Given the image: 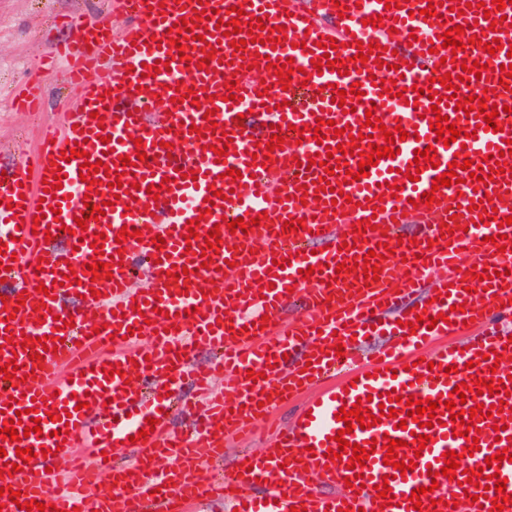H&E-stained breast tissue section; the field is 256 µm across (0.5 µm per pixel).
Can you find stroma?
<instances>
[{
  "label": "stroma",
  "mask_w": 512,
  "mask_h": 512,
  "mask_svg": "<svg viewBox=\"0 0 512 512\" xmlns=\"http://www.w3.org/2000/svg\"><path fill=\"white\" fill-rule=\"evenodd\" d=\"M104 0H0V171H10L38 144L42 124L73 110L77 95L62 77L42 82L39 115L8 108L13 91L30 83L42 57L76 36L83 23L103 15Z\"/></svg>",
  "instance_id": "obj_1"
}]
</instances>
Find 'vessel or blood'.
<instances>
[{"mask_svg": "<svg viewBox=\"0 0 512 512\" xmlns=\"http://www.w3.org/2000/svg\"><path fill=\"white\" fill-rule=\"evenodd\" d=\"M339 13L332 0H108L111 12L125 15L128 23L120 37H112L105 21L85 24L78 37L56 45L43 64L45 77L64 69L68 82L81 92V102L65 113L61 124L49 127L40 149L29 154L8 177H0V367L15 361L19 385L0 389V427L11 418L30 425L40 417V433L21 442L6 440L0 466L17 462L16 449H32L33 459L21 471L0 478V488L18 491L19 502L0 497V512H20L18 505L33 500L55 504L59 512H189L192 505L221 502L230 512H338L348 505L364 512H414L413 489L432 487L422 495L424 512H490L495 490L462 489L469 472L483 471L486 457L512 445V382L505 368H494L490 350L512 357V333L502 326L512 318V176L502 175L494 154L512 150V93L499 85L504 65L512 63V4L484 10L479 0L465 15L449 10V0H403L401 7L386 8L383 0H342ZM434 6L435 16L423 13ZM243 9L241 29L263 21L258 40L236 50L218 21L233 20L232 8ZM378 16L381 26L367 25ZM194 20L204 27L203 40L178 25ZM286 26L287 39L270 43L273 26ZM463 26L467 45L452 52L441 39L446 28ZM479 45H472V38ZM340 42V49L323 51V43ZM500 40L498 52L481 45ZM381 44L382 52L366 62L355 56L358 43ZM272 66L262 75L251 71L258 56ZM342 59L346 73L316 70L312 62L322 56ZM208 68H199L200 59ZM294 59L296 72L288 87H281L276 65ZM167 62L153 77L141 66ZM479 62L484 78L461 82L458 98L483 95L495 89L499 113L496 127L484 126L478 111L454 107L432 111L428 95L416 88L440 90L441 72H452L462 62ZM396 79L401 97L384 93V82ZM234 89H227V82ZM360 82L362 97L350 92ZM183 84L198 97V105L173 100L174 85ZM347 93L345 106L335 105L338 90ZM169 99L168 111L150 117L147 108L155 97ZM13 106L36 112L43 106L37 87L17 91ZM212 120H205L206 110ZM380 118L387 129L402 126L417 131V138L400 142L395 157L379 159L367 176L346 182L347 172L359 170V155L344 157L338 144L358 134L367 115ZM467 132L466 142L443 144L430 128L436 115ZM260 122V129L245 123ZM282 130L284 143L274 152L264 146L272 126ZM343 136H335V129ZM322 140H315V132ZM110 143H102V136ZM229 137L224 157L213 152L221 137ZM142 139L145 159L135 157V139ZM179 142L181 155L171 158L167 143ZM434 146L438 168L422 170L418 181L403 177L416 151ZM89 152L102 160L98 184L89 187L79 177L80 159H65L70 149ZM326 155V167L313 164L316 154ZM269 164H262L261 155ZM132 157L126 167L122 157ZM478 160V179L457 170L460 186L434 188L437 173H444L454 157ZM240 178L228 177V169ZM63 173L62 187L45 197V182ZM494 175L492 183L483 178ZM120 178L121 188L109 185ZM168 181L159 198L149 186ZM399 186L398 195L384 194L381 185ZM222 191L214 206L205 199L210 190ZM436 200L422 204L425 192ZM479 209H470L471 201ZM104 205L99 221L76 226L89 206ZM495 209L494 219L484 217ZM260 224L247 232H230L237 218L258 217ZM41 222H34V215ZM198 220V236L187 239L188 223ZM304 220V230L283 231L288 220ZM371 220L372 230L353 231L354 224ZM419 226L416 238L401 235L403 225ZM450 235H442L441 224ZM41 234H33V225ZM132 229L125 246L116 237L121 228ZM218 228L221 249L210 267H203L205 236ZM105 234L102 249H94L95 234ZM506 234V250H498L491 236ZM161 235L165 249H156L152 236ZM68 237L70 250L60 251L55 240ZM392 250L382 261L378 280L367 283L361 265L378 243ZM149 257V289L134 279L136 254ZM286 267H279V260ZM103 261L112 279L93 278L89 266ZM347 272L337 273L339 263ZM496 271V278L472 277V267ZM310 277H303L304 269ZM75 283H63L66 273ZM97 296H90V289ZM304 299L299 316L279 322L290 295ZM420 297L418 309H406L411 297ZM81 298L83 307L70 312L63 303ZM48 314H40V307ZM437 318L436 327L416 320L418 311ZM43 335L58 339L57 352L43 346H24V337ZM390 337V345L377 359L364 360L361 347L370 337ZM342 345L343 356L333 355ZM211 349L218 356L210 367H199L198 351ZM42 361L31 360V353ZM347 362L345 380L333 384L336 364ZM111 364L123 373L111 378ZM256 372L257 381L247 380ZM496 377L505 390L478 394L474 379ZM148 387L140 389L137 379ZM322 391L305 403L292 423L279 430L264 452H241L229 476L215 474L224 462L228 435L267 420L311 383ZM466 384L467 407L502 405V413L466 421L467 436H454L453 420L442 415L430 429L421 453H414L413 433L419 425L407 421L396 428L383 418L368 429L354 428L349 443L370 449L360 472L364 486L345 483L348 457L330 460L331 439L345 426L340 408H352L368 399L372 414L396 407L397 397L415 396L432 401L450 399L457 384ZM198 396L190 429L180 434L168 427L169 412L184 387ZM156 419L154 432L138 438L147 419ZM389 436L403 440L401 461H415L414 470L396 475L384 464V448L373 440ZM478 444L468 468L455 480L441 476L443 455L462 452ZM59 450L73 457L61 474L46 472L41 453ZM170 467H160L163 459ZM439 479H432V472ZM396 504L383 507L376 487L384 476ZM337 487L334 495L314 491V482ZM76 487L111 486V493L78 498L59 492V484ZM480 495L481 504L470 501ZM439 507H432V500Z\"/></svg>", "mask_w": 512, "mask_h": 512, "instance_id": "1", "label": "vessel or blood"}]
</instances>
